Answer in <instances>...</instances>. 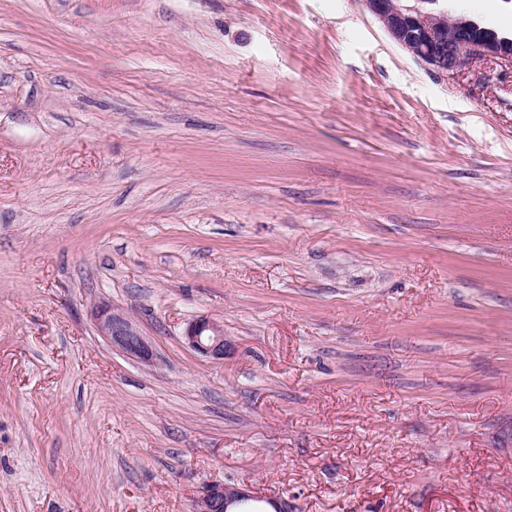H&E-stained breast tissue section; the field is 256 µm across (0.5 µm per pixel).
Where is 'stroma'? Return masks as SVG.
I'll use <instances>...</instances> for the list:
<instances>
[{
    "label": "stroma",
    "mask_w": 512,
    "mask_h": 512,
    "mask_svg": "<svg viewBox=\"0 0 512 512\" xmlns=\"http://www.w3.org/2000/svg\"><path fill=\"white\" fill-rule=\"evenodd\" d=\"M222 483L512 512V66L440 76L361 0H0V512ZM94 319L101 334L106 336L112 345L143 361L152 358V350L123 313L112 309L111 306H98L94 311ZM188 346L206 357L223 359L224 330L208 318L192 322L185 334Z\"/></svg>",
    "instance_id": "obj_1"
}]
</instances>
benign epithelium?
Here are the masks:
<instances>
[{"label": "benign epithelium", "instance_id": "obj_1", "mask_svg": "<svg viewBox=\"0 0 512 512\" xmlns=\"http://www.w3.org/2000/svg\"><path fill=\"white\" fill-rule=\"evenodd\" d=\"M365 9L384 26L396 43L442 75L457 74L483 60L512 64V41L487 32L474 20L444 11H423L403 0H361ZM94 319L102 335L127 354L143 361L152 350L133 323L110 306H98ZM188 346L206 357L224 358V330L208 318L192 322L185 334ZM233 487L209 486L198 501L197 512H232L257 501Z\"/></svg>", "mask_w": 512, "mask_h": 512}]
</instances>
